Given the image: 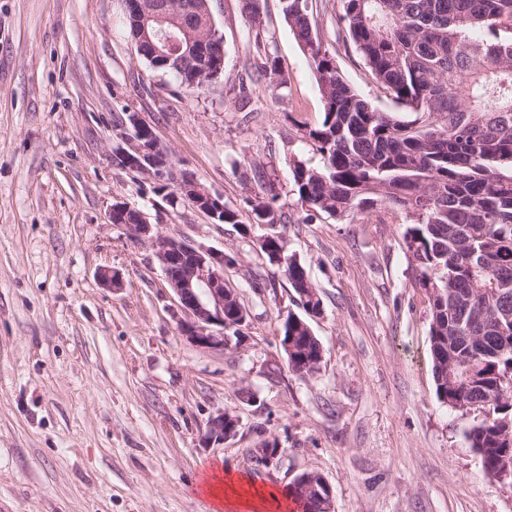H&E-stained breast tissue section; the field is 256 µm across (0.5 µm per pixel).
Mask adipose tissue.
<instances>
[{
	"mask_svg": "<svg viewBox=\"0 0 512 512\" xmlns=\"http://www.w3.org/2000/svg\"><path fill=\"white\" fill-rule=\"evenodd\" d=\"M209 494L213 512H286L288 508L287 495L246 490L243 478L229 470L210 486Z\"/></svg>",
	"mask_w": 512,
	"mask_h": 512,
	"instance_id": "1",
	"label": "adipose tissue"
}]
</instances>
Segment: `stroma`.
I'll return each mask as SVG.
<instances>
[{"label":"stroma","instance_id":"35a3bbf8","mask_svg":"<svg viewBox=\"0 0 512 512\" xmlns=\"http://www.w3.org/2000/svg\"><path fill=\"white\" fill-rule=\"evenodd\" d=\"M240 6L210 0L224 73L189 94L138 54L125 0H0V512H211L205 483L222 469L270 491L317 472L335 512H512V483L487 476L463 439L478 414L459 417L436 396L403 217H307L290 167L312 156L298 125L321 122L322 97L279 0H262L258 29ZM340 9L308 0L340 73L390 110L337 39ZM261 48L288 80L280 92L250 65ZM122 110L239 223L169 204L119 165ZM257 196L275 198V230L321 298L310 325L323 358L310 376L290 370L280 344L299 306L257 245L247 204ZM118 201L161 232L236 255L224 269L247 311L236 345L203 350L181 335L151 243L109 221ZM103 267L122 289L99 285ZM222 410L237 417L236 436L202 447ZM265 440L281 450L268 469L252 457Z\"/></svg>","mask_w":512,"mask_h":512}]
</instances>
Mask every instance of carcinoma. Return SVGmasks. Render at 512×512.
<instances>
[{
	"label": "carcinoma",
	"mask_w": 512,
	"mask_h": 512,
	"mask_svg": "<svg viewBox=\"0 0 512 512\" xmlns=\"http://www.w3.org/2000/svg\"><path fill=\"white\" fill-rule=\"evenodd\" d=\"M261 0L242 12L261 24ZM284 20L307 55L323 101L320 124L303 138L320 164L293 162L301 206L336 219L381 207L405 216L403 245L429 294V338L437 398L465 417L492 397V417L463 429L485 474L512 473V0H341L337 25L395 104L372 106L342 76L335 52L307 11V0H280ZM210 63L224 55L214 25ZM189 93L201 68L155 58ZM252 66L274 88L287 80L269 54ZM275 199L257 224H279ZM305 266L289 256L286 278L305 313L320 299ZM306 319L288 315V335L307 359L319 340Z\"/></svg>",
	"instance_id": "obj_1"
}]
</instances>
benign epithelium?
Segmentation results:
<instances>
[{
    "label": "benign epithelium",
    "instance_id": "obj_1",
    "mask_svg": "<svg viewBox=\"0 0 512 512\" xmlns=\"http://www.w3.org/2000/svg\"><path fill=\"white\" fill-rule=\"evenodd\" d=\"M125 2L127 10L141 12L156 24L152 30L143 29L139 48L148 50L151 57H166L169 64L178 60L183 49L180 34L187 32V28L171 21L174 6L169 0ZM121 139L125 168L144 175L153 187L165 194L174 192L175 198L189 202L214 218L224 212V196L213 194L192 174L177 170L168 151L138 113H128ZM109 220L124 227L134 237L151 239L155 257L182 313L178 321L181 335L200 349L224 350L232 342L228 331L244 325L247 318L243 309L236 312L237 322L234 324L224 315V297L232 294L224 287V266L234 262L235 257L220 249L187 243L155 231L142 211L125 202L112 205ZM97 280L100 286L111 291L123 286L122 274L109 267L99 269ZM236 433L237 419L219 412L209 420L202 445L205 448L222 445ZM279 455L280 448L273 441H266L254 449L256 461L265 467L276 464Z\"/></svg>",
    "mask_w": 512,
    "mask_h": 512
}]
</instances>
